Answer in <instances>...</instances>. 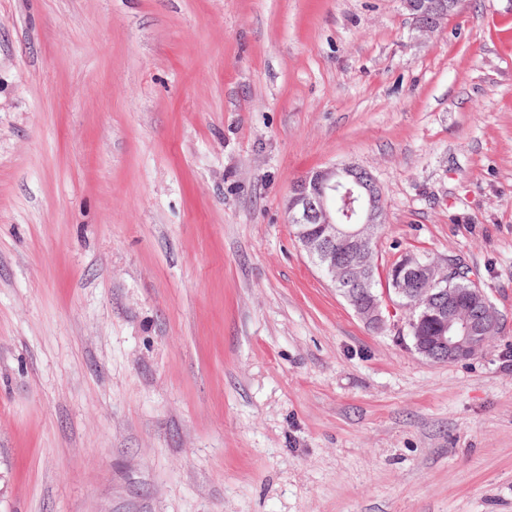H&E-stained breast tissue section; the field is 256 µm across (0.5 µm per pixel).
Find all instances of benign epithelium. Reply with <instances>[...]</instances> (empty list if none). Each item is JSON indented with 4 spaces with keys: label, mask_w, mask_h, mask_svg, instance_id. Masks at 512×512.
I'll use <instances>...</instances> for the list:
<instances>
[{
    "label": "benign epithelium",
    "mask_w": 512,
    "mask_h": 512,
    "mask_svg": "<svg viewBox=\"0 0 512 512\" xmlns=\"http://www.w3.org/2000/svg\"><path fill=\"white\" fill-rule=\"evenodd\" d=\"M412 31L435 33L453 15L460 0H400ZM294 237L311 261L330 279L356 315L374 329L386 323V307L373 285L376 229L385 223L383 191L374 175L355 164L308 173L291 189L285 203ZM464 273L457 256L432 257L409 251L385 288L405 313L414 351L433 363H450L482 353L503 328L501 314L483 288L463 296L448 287L449 273ZM432 334L420 333L422 323Z\"/></svg>",
    "instance_id": "1"
}]
</instances>
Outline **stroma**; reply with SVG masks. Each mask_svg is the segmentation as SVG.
<instances>
[{
	"label": "stroma",
	"mask_w": 512,
	"mask_h": 512,
	"mask_svg": "<svg viewBox=\"0 0 512 512\" xmlns=\"http://www.w3.org/2000/svg\"><path fill=\"white\" fill-rule=\"evenodd\" d=\"M343 163L482 353L312 265L285 201ZM0 512H512V0H0ZM411 22L412 31L431 36L453 15L459 0H400ZM457 256L432 257L424 252L408 251L401 269L392 277V288L385 279L396 304L405 313V326L414 351L433 363H450L482 353L501 332L503 319L492 306L486 292L473 275L468 278L478 287L469 296L462 277L450 280L448 272L467 273ZM459 292H457L456 290ZM423 322L434 326L430 336H422Z\"/></svg>",
	"instance_id": "35a3bbf8"
}]
</instances>
